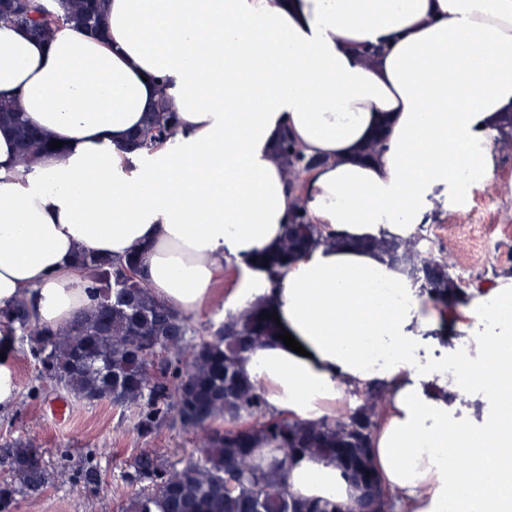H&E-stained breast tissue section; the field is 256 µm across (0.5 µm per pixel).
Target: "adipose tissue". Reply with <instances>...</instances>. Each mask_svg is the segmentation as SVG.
Instances as JSON below:
<instances>
[{
	"label": "adipose tissue",
	"mask_w": 512,
	"mask_h": 512,
	"mask_svg": "<svg viewBox=\"0 0 512 512\" xmlns=\"http://www.w3.org/2000/svg\"><path fill=\"white\" fill-rule=\"evenodd\" d=\"M103 15L106 38L66 27L47 43L0 22V100L63 144L28 163L0 128V308L23 299L41 325L69 327L90 302L77 264L90 252L142 256L152 294L189 316L217 302L233 265L224 313L261 306L280 319L241 362L271 412L336 417L350 390L384 386L372 462L398 512H446L466 484L479 512H512V353L482 340L453 369L414 355L447 320L498 324L512 277L439 311L370 246L455 204L472 169L491 174L512 113V0H105ZM371 45L384 52L368 62ZM160 103L176 133L131 149ZM287 135L319 161L296 193ZM300 204L342 243L286 259L273 278ZM451 393L493 407L464 428L448 419ZM288 481L348 497L318 459Z\"/></svg>",
	"instance_id": "ef3b65f1"
}]
</instances>
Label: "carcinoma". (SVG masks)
<instances>
[{"mask_svg":"<svg viewBox=\"0 0 512 512\" xmlns=\"http://www.w3.org/2000/svg\"><path fill=\"white\" fill-rule=\"evenodd\" d=\"M0 0V19L37 38L71 24L103 33L98 0ZM12 127L21 156L31 160L51 150L48 140L9 104L0 103V125ZM176 113L159 107L135 146L150 150L172 136ZM326 240L315 224H291L284 252L295 256ZM421 232L408 238L384 236L372 242L403 267L436 304L459 289L460 277L448 261L427 258ZM141 258L80 257L91 303L70 328L50 331L32 317L26 303L0 312V323L32 337L42 371L78 399H108L135 408V427L148 436L172 413L186 428L204 431L201 447L182 465L155 452L141 453L124 478L144 485L128 512H336L344 503L329 498L300 499L290 489L288 470L297 458H316L339 470L345 483L369 482L373 512H391L371 464L373 436L381 422L386 391L356 389L353 407L342 417L291 421L269 413L259 388L240 369L243 355L272 331L266 313L250 309L228 315L208 339L193 346L187 360L171 359L188 328L155 299L140 276ZM222 419L224 425L215 424ZM272 445L261 456L259 443ZM16 484L0 486V512H10L18 493L36 494L54 481L38 451L23 442L7 449Z\"/></svg>","mask_w":512,"mask_h":512,"instance_id":"cac0c4a2","label":"carcinoma"}]
</instances>
